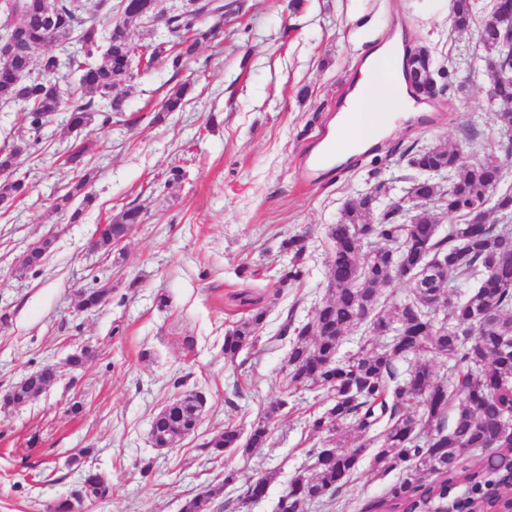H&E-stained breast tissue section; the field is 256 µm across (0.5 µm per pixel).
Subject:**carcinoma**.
Wrapping results in <instances>:
<instances>
[{
    "instance_id": "obj_1",
    "label": "carcinoma",
    "mask_w": 512,
    "mask_h": 512,
    "mask_svg": "<svg viewBox=\"0 0 512 512\" xmlns=\"http://www.w3.org/2000/svg\"><path fill=\"white\" fill-rule=\"evenodd\" d=\"M144 0H118L98 23H88L73 0H0L4 36L18 52L0 66V105L20 104L23 132L0 147V210L9 211L27 197L26 178L13 177L21 157L39 143L35 137L61 109L57 56L43 49L64 50L81 45L82 58L73 64L79 77L69 90L67 131L73 133L95 116L102 124L125 112L119 84L133 81L162 59L178 76L198 45L212 39L206 19L224 18V0H186L180 10L166 13L162 0L144 11ZM166 14L168 39L134 41L131 26L152 25V11ZM512 12V0H498L482 22L488 61L490 98L512 105V34L495 28L498 16ZM478 15L475 0H453L452 25L466 30ZM411 56L424 78L413 84L415 96H436L429 51L420 47ZM189 83L178 82L162 100L160 111L180 112ZM93 145L75 141L66 148V163L74 177L52 209L70 213L79 222L94 201L88 165ZM512 159V140L478 161L464 158V149L440 146L419 149L408 159V187L398 201L387 199L381 181L349 200L338 222L328 227L325 299L306 322L290 308L277 337L289 341L281 397L244 433L229 423L199 448L206 461L233 451L250 456L270 446L274 417L301 391L328 398L329 407L308 420L313 434L328 445L312 447L313 463L297 474L280 496L277 512H305L310 503L337 500L352 480L362 439L378 444L377 472L398 470L401 479L367 512H489L512 495V188L499 191ZM80 199V207L70 209ZM411 206L406 207L404 203ZM457 217L442 230L433 209ZM138 206H127L100 226L95 246L112 249L133 224L141 223ZM52 240L33 243L20 270L40 272ZM288 267L280 286L306 276L309 235L301 231L282 243ZM411 271L404 278L410 291L387 306L382 290L397 278L394 267ZM110 288L81 291L78 308L95 312L109 299ZM248 315L224 335V360L234 363L260 341L267 310L251 302ZM363 328L358 349L337 357L343 338ZM451 362L438 376L434 363ZM408 363L401 375L396 362ZM56 381L55 370L33 371L0 398L6 405L27 402ZM199 419L193 406L175 398L155 417L152 437L157 448H171L193 433ZM494 457H484V449ZM239 480L224 473L222 484L207 486L182 499L179 512H237L238 501L224 489ZM112 482L100 470L85 471L72 497L59 500L53 512H72L74 503L104 500Z\"/></svg>"
}]
</instances>
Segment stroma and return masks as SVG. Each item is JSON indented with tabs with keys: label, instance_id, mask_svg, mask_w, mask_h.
I'll list each match as a JSON object with an SVG mask.
<instances>
[{
	"label": "stroma",
	"instance_id": "stroma-1",
	"mask_svg": "<svg viewBox=\"0 0 512 512\" xmlns=\"http://www.w3.org/2000/svg\"><path fill=\"white\" fill-rule=\"evenodd\" d=\"M451 7L452 0H238L220 35L186 62L180 77L191 89L182 111L159 109L173 75L160 60L121 84L124 114L80 131L95 145L96 199L76 224L48 202L72 178L65 113L43 128L17 171L30 196L0 211V394L37 368H63L75 348L90 346L94 355L34 400L0 409V512H50L77 484L68 460L82 449L87 465L110 475L112 495L80 512H178L182 496L229 470L243 478L275 471L265 497L242 512H276L309 463L306 422L322 410L313 393H297L275 419L271 447L251 457L228 452L208 464L199 445L227 422L249 425L279 397L288 344L273 336L287 311L304 322L323 300L327 229L366 190L370 171L396 200L410 149L493 150L502 140L503 106L489 95L480 26L455 31ZM398 31L430 50L445 92L414 100L415 117L354 156L351 168L304 180L303 158L344 106L359 62ZM175 165L186 174L166 185ZM129 203L142 206L145 220L130 227L121 256L94 249L100 225ZM303 229L308 275L279 288L281 242ZM45 237L54 243L41 272H20L23 252ZM95 276L108 283L110 300L79 312L78 291ZM244 293L261 298L268 316L264 339L238 366L224 360V334L247 311ZM179 378L205 397L201 424L176 447H154L151 422L183 389L174 386ZM75 401L83 405L77 416L68 411ZM373 454L363 451L333 505L311 512H364L381 498L400 473L373 472ZM148 461L155 473L145 478Z\"/></svg>",
	"mask_w": 512,
	"mask_h": 512
}]
</instances>
